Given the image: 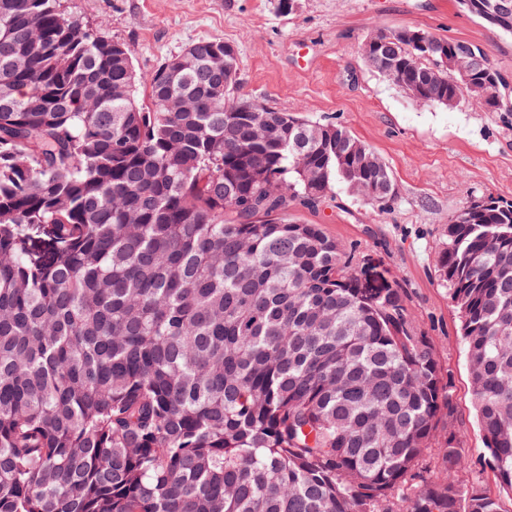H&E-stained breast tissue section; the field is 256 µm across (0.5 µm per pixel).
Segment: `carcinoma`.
<instances>
[{"instance_id": "obj_1", "label": "carcinoma", "mask_w": 512, "mask_h": 512, "mask_svg": "<svg viewBox=\"0 0 512 512\" xmlns=\"http://www.w3.org/2000/svg\"><path fill=\"white\" fill-rule=\"evenodd\" d=\"M512 23V0H459ZM381 30L364 60L414 98L512 114L478 43ZM147 72L61 0H0V512H501L404 291L364 292L318 224L336 183L381 210L344 127L233 111L216 38ZM171 98L182 108L170 112ZM448 224L484 460L512 493V202ZM432 449L441 471L397 508Z\"/></svg>"}]
</instances>
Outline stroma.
I'll return each instance as SVG.
<instances>
[{"label": "stroma", "instance_id": "obj_1", "mask_svg": "<svg viewBox=\"0 0 512 512\" xmlns=\"http://www.w3.org/2000/svg\"><path fill=\"white\" fill-rule=\"evenodd\" d=\"M275 0H65L66 13L101 27L134 52L146 71L193 41L234 46L241 95L307 121L345 126L388 166L395 198L379 210L345 186L317 208L293 206L290 218L321 225L353 257L403 288L408 314L430 336L449 379L455 425L469 460L459 483L497 492L482 456L466 347L448 286L436 268L451 218L492 195L512 201V122L470 103L448 110L409 97L368 68L362 45L377 30L413 27L476 42L512 78V35L487 27L458 0H300L279 16Z\"/></svg>", "mask_w": 512, "mask_h": 512}]
</instances>
